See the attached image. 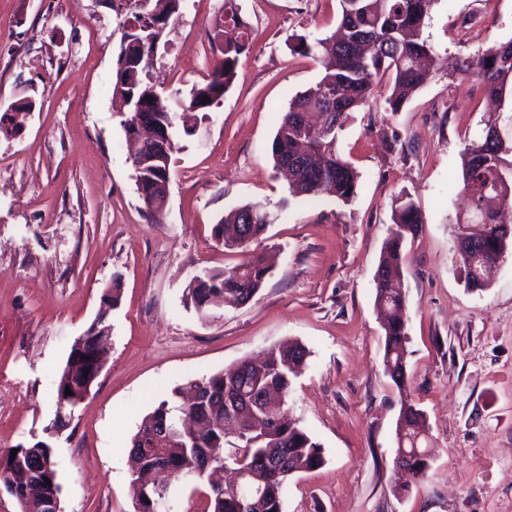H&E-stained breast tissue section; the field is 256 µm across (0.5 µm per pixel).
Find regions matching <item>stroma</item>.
Segmentation results:
<instances>
[{"instance_id":"obj_1","label":"stroma","mask_w":512,"mask_h":512,"mask_svg":"<svg viewBox=\"0 0 512 512\" xmlns=\"http://www.w3.org/2000/svg\"><path fill=\"white\" fill-rule=\"evenodd\" d=\"M238 4L250 49L220 104L175 121L156 223L113 99L125 0H0V114L34 104L0 133V452L48 443L62 512H135L129 449L142 419L188 381L297 341L310 354L286 409L324 463L289 479L283 512H512V250L469 290L456 222L465 147L490 120L512 133V100L491 104L456 63L512 39V0H435L424 27L434 79L398 112L376 97L339 136L360 173L347 204L291 194L271 154L290 100L324 71L291 46L333 31L339 0ZM223 11L224 0H180L156 81L205 82ZM395 134L405 152L387 150ZM405 195L422 213L403 245L407 390L426 417L431 468L398 495L401 396L382 366L373 277ZM246 203L275 216L251 246L274 268L248 304L201 320L184 289L196 271L242 262L213 229ZM116 275L108 361L62 434L47 436L61 370Z\"/></svg>"}]
</instances>
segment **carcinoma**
I'll return each instance as SVG.
<instances>
[{
    "instance_id": "1",
    "label": "carcinoma",
    "mask_w": 512,
    "mask_h": 512,
    "mask_svg": "<svg viewBox=\"0 0 512 512\" xmlns=\"http://www.w3.org/2000/svg\"><path fill=\"white\" fill-rule=\"evenodd\" d=\"M434 0H339L338 25L331 34L308 39L301 35L292 51L303 56L326 53L333 58L314 86L297 94L289 103L272 142L275 166L295 194H331L348 203L357 194L360 174L338 150V136L352 113L370 105L379 88L386 90L384 102L391 112L404 104L433 79V71L423 60L431 57L432 46L422 37L429 8ZM180 0H134L135 11L126 21L139 27L127 33V50L139 58L140 65L126 74V80L141 93L142 107L129 108L125 126L140 122L144 126L164 124L175 118V108L206 112L219 103L232 86L240 58L249 50L250 27L243 20L236 0H224V14L215 21L213 37L219 57L208 80L195 84L187 96L175 92L174 101L156 100L149 95L148 76L155 58L156 42L162 39L170 20L179 11ZM465 69L482 78L485 92L498 100L512 90V40L487 49L482 55L464 62ZM208 102H203V99ZM316 112L335 127L332 135L322 138L302 125L298 116ZM174 144H154L143 151L142 164L135 174V184L143 209L156 215L162 200L155 185L170 169ZM462 192L471 212L482 216L477 236L488 245L484 259L505 255L512 247V226L507 225L506 210L512 208V138H505L494 126L486 128L470 142L463 153ZM251 217L248 230L256 242L272 224L271 215L258 203H248L233 211L225 222L214 226L215 236L224 239V248H238L234 235L226 234ZM422 223L421 213L411 198L403 197L393 211L390 234L380 256L377 271L399 276L402 244L405 237ZM270 268L263 258L248 254L239 265L225 270H205L197 274L198 286L187 289L186 303L202 319L212 317L209 295L221 294L224 304L237 307L257 294ZM375 302L385 308L387 323L382 364L399 391L407 388V320L405 293L387 283H376ZM309 355L300 343H287L264 354L259 361H248L239 372H219L189 382L195 400L182 403L164 400L149 413L132 439L134 454L141 441L156 431L165 420L177 424L189 416L194 426L180 432L164 444L160 453L170 471L157 479L171 484L175 479L199 477L204 469L219 470L228 465L245 469L252 482L266 493L264 512H282V492L289 473L313 470L323 464L321 446L285 416L284 405L292 378ZM86 366L67 359L60 378L76 383L84 380ZM262 397L251 407L241 432L229 434L224 418L234 406ZM427 431L423 412L408 396H403L396 424L400 456L418 447L426 449ZM52 465L58 474L52 453L41 442L31 448L17 446L0 453V478L13 477L24 483L28 512H39L42 497L61 492V484L51 483L31 471ZM211 512H248L236 493L224 486V496L210 495Z\"/></svg>"
}]
</instances>
